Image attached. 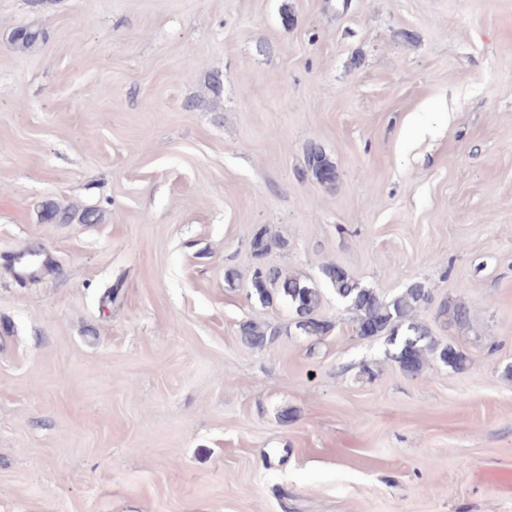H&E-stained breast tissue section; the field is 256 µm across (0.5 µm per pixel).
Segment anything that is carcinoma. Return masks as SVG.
I'll use <instances>...</instances> for the list:
<instances>
[{
	"mask_svg": "<svg viewBox=\"0 0 512 512\" xmlns=\"http://www.w3.org/2000/svg\"><path fill=\"white\" fill-rule=\"evenodd\" d=\"M41 37V31L21 27L12 31L10 40L28 48ZM305 164L321 184L332 181L336 174L333 162L321 147L314 144L306 148ZM76 217L69 208L56 202L47 201L41 205V220L46 224L69 223ZM77 218L84 224L100 221V216L94 210H85ZM277 245L279 240L266 228L257 230L250 242L252 253L257 258L265 256ZM322 274L332 285L336 296L356 312L358 336L391 338L389 356L404 374L413 377L422 375L427 355L434 353L451 368L461 369L466 365V358L459 350L452 345L439 346L429 330L414 320V313L432 301V294L424 284L412 283L391 299L384 300L373 290L360 286L344 267L336 263L324 265ZM251 294L263 303L270 302L274 297L285 302L292 323L304 336H323L331 328L318 315L321 301L319 290L297 276H287L273 268H257L251 277ZM443 314L459 325L469 319V309L461 303L443 306ZM239 331L245 342L254 348L264 347L280 334V328L276 325H260L251 321L241 323Z\"/></svg>",
	"mask_w": 512,
	"mask_h": 512,
	"instance_id": "cac0c4a2",
	"label": "carcinoma"
}]
</instances>
